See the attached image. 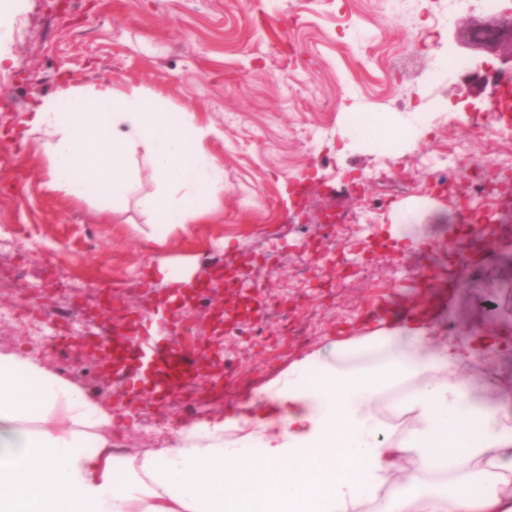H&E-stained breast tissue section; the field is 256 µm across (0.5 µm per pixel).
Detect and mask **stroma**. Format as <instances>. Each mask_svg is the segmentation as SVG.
<instances>
[{
	"instance_id": "1",
	"label": "stroma",
	"mask_w": 512,
	"mask_h": 512,
	"mask_svg": "<svg viewBox=\"0 0 512 512\" xmlns=\"http://www.w3.org/2000/svg\"><path fill=\"white\" fill-rule=\"evenodd\" d=\"M486 20L512 32V0L490 16L464 0H67L61 10L0 0V351L111 408L117 479L177 430L202 421L232 430L225 398L246 405L307 354L381 327L378 300L408 313L422 296L413 272L423 268L441 283L432 292L435 335L460 345L478 333L494 338L492 352L458 375L512 419V250L468 263L458 249L463 284L444 293L448 239L469 183H434L421 163L455 145L464 164L489 154L467 123L422 121L440 105L485 112L469 80L505 63L466 34ZM399 54L414 56L411 70L390 66ZM448 59L459 63L453 77L433 79L432 66ZM64 81L138 87L163 111L193 112L215 130L205 147L224 168L223 194L159 243L143 205L158 188L145 152L136 156L137 190L116 210L45 190L41 135L14 130ZM367 120L370 143L350 140L348 126ZM399 170L413 187L392 185ZM337 213L346 222L325 237L324 219ZM405 220L424 249L398 248L394 229ZM163 262L186 267L193 285L217 265L241 270L265 299L264 336L215 335V294L178 310L159 303L172 283L158 277L153 292L138 289ZM17 265L24 280L6 273ZM60 311L73 333L103 338L141 315L164 348L217 355L224 400L187 406L149 395L128 411L124 384L100 378L92 351L55 348Z\"/></svg>"
}]
</instances>
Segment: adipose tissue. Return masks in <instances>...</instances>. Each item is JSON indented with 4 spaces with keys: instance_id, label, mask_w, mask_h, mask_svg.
Segmentation results:
<instances>
[{
    "instance_id": "ef3b65f1",
    "label": "adipose tissue",
    "mask_w": 512,
    "mask_h": 512,
    "mask_svg": "<svg viewBox=\"0 0 512 512\" xmlns=\"http://www.w3.org/2000/svg\"><path fill=\"white\" fill-rule=\"evenodd\" d=\"M19 128L45 136V189L107 208L135 192L133 161L145 149L161 185L145 201L160 240L224 192V170L204 147L213 128L155 108L136 89L65 86L34 103ZM432 341L425 321L407 314L334 342L262 390L260 412H246V424L263 433L261 452L246 441L225 446L223 425L201 422L131 463L121 482L103 434L110 409L0 352V512H353L408 453L450 483L417 496L389 488L397 512H512V425L454 377L493 340L437 349ZM427 371L437 379L419 383ZM384 397L418 414L422 428L411 441L393 444L372 415ZM34 415L41 425L32 431L25 423Z\"/></svg>"
}]
</instances>
